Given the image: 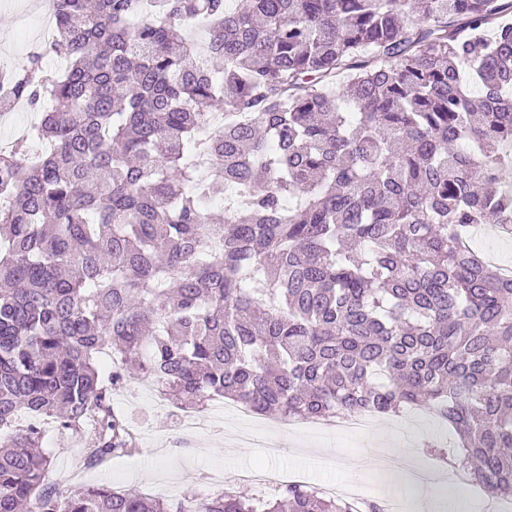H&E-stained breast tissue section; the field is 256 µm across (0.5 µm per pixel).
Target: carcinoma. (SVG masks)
<instances>
[{"mask_svg": "<svg viewBox=\"0 0 512 512\" xmlns=\"http://www.w3.org/2000/svg\"><path fill=\"white\" fill-rule=\"evenodd\" d=\"M512 0H53L0 70V512H258L43 488L39 420L128 448L112 390L288 419L423 407L454 468L512 496ZM206 25L195 45L178 26ZM479 88V95L472 88ZM244 198L207 213L204 202ZM112 353L106 383L100 351ZM20 414L32 417L15 428ZM263 512H351L301 485ZM35 117L34 113L23 110L14 111L6 118L0 119V142L4 144L13 135L19 133L20 129L31 125Z\"/></svg>", "mask_w": 512, "mask_h": 512, "instance_id": "obj_1", "label": "carcinoma"}]
</instances>
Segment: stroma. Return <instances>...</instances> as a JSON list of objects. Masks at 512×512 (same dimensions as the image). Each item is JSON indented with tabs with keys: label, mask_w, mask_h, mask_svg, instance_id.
I'll return each mask as SVG.
<instances>
[{
	"label": "stroma",
	"mask_w": 512,
	"mask_h": 512,
	"mask_svg": "<svg viewBox=\"0 0 512 512\" xmlns=\"http://www.w3.org/2000/svg\"><path fill=\"white\" fill-rule=\"evenodd\" d=\"M48 0H0V59L22 64L41 50L44 29L38 21ZM141 380H129L112 393V408L122 414L135 442L127 453L87 465L84 450L89 433L61 428L46 432L45 444L51 463L45 478L47 489H79L107 483L117 490L133 489L168 501L192 494L199 498L222 494L226 483L238 472L259 467L303 470L308 483H361L367 498L390 494L391 486L378 482L366 434H308L296 436L277 428V416H264L265 431L260 443L231 446L228 439L232 418H225L219 431L185 434L176 428L170 409L156 407L152 394ZM378 426L386 430L391 448H400L408 433L417 432L421 442L411 455L422 458L428 443L448 439L449 431L434 422L422 409L411 410L409 418L382 416Z\"/></svg>",
	"instance_id": "stroma-1"
}]
</instances>
